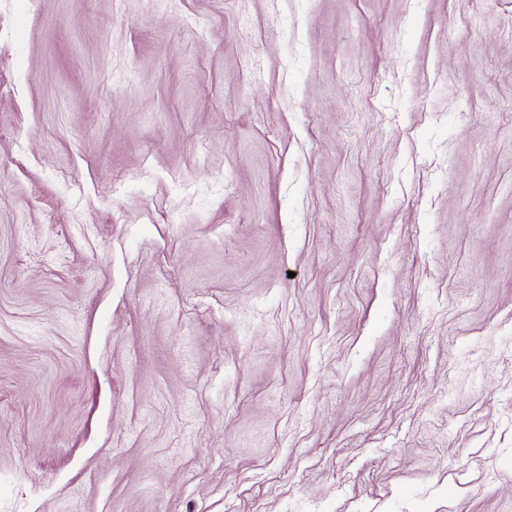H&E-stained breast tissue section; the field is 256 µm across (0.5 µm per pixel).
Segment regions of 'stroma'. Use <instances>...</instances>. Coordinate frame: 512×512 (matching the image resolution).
I'll list each match as a JSON object with an SVG mask.
<instances>
[{
    "mask_svg": "<svg viewBox=\"0 0 512 512\" xmlns=\"http://www.w3.org/2000/svg\"><path fill=\"white\" fill-rule=\"evenodd\" d=\"M0 512H512V0H0Z\"/></svg>",
    "mask_w": 512,
    "mask_h": 512,
    "instance_id": "obj_1",
    "label": "stroma"
}]
</instances>
